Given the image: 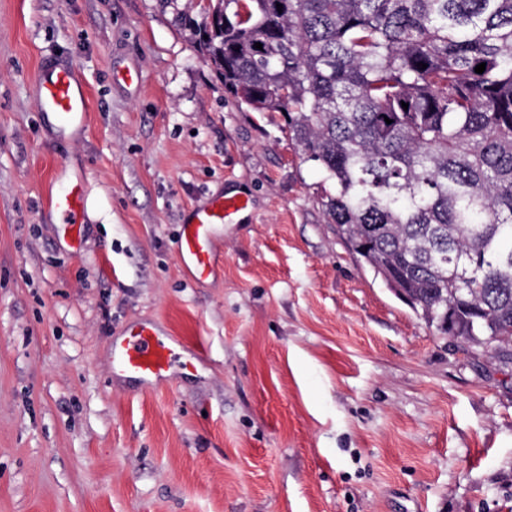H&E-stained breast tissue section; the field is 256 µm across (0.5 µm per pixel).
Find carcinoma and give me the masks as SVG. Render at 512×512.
Segmentation results:
<instances>
[{"label":"carcinoma","mask_w":512,"mask_h":512,"mask_svg":"<svg viewBox=\"0 0 512 512\" xmlns=\"http://www.w3.org/2000/svg\"><path fill=\"white\" fill-rule=\"evenodd\" d=\"M208 14L198 51L239 103L288 114L360 261L464 350L511 361L512 0H210Z\"/></svg>","instance_id":"carcinoma-1"}]
</instances>
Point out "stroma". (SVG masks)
Returning a JSON list of instances; mask_svg holds the SVG:
<instances>
[{
	"label": "stroma",
	"instance_id": "1",
	"mask_svg": "<svg viewBox=\"0 0 512 512\" xmlns=\"http://www.w3.org/2000/svg\"><path fill=\"white\" fill-rule=\"evenodd\" d=\"M208 6L0 0V512H512V364L357 260L286 114L197 52ZM60 62L92 105L63 135L34 101ZM61 162L87 189L77 241L48 211ZM232 192L249 221L215 227L195 280L184 214ZM136 322L167 379L113 375Z\"/></svg>",
	"mask_w": 512,
	"mask_h": 512
}]
</instances>
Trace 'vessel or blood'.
I'll list each match as a JSON object with an SVG mask.
<instances>
[{"mask_svg": "<svg viewBox=\"0 0 512 512\" xmlns=\"http://www.w3.org/2000/svg\"><path fill=\"white\" fill-rule=\"evenodd\" d=\"M34 101L39 112L52 117L59 131L87 129L90 97L78 78L75 65L60 63L41 67L35 82ZM50 205L59 224L79 231L87 205L82 178H71L64 191L52 196ZM247 207L245 198L215 196L190 210L182 226L180 255L192 277L201 279L212 271L214 227L240 223ZM172 366L171 347L148 323L133 324L112 355L113 373L147 383L164 380Z\"/></svg>", "mask_w": 512, "mask_h": 512, "instance_id": "vessel-or-blood-1", "label": "vessel or blood"}]
</instances>
